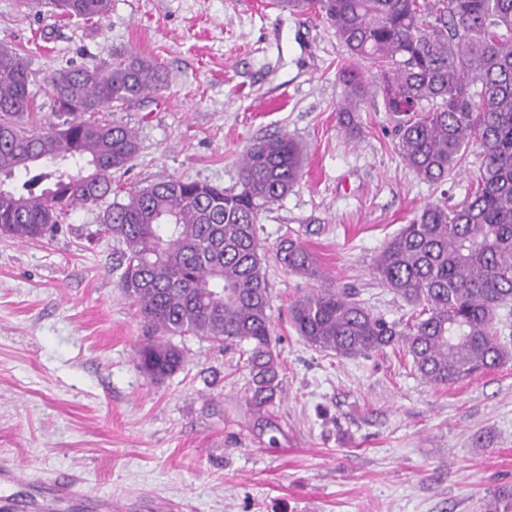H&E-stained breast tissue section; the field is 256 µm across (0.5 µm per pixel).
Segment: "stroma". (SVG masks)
I'll return each instance as SVG.
<instances>
[{
	"label": "stroma",
	"mask_w": 512,
	"mask_h": 512,
	"mask_svg": "<svg viewBox=\"0 0 512 512\" xmlns=\"http://www.w3.org/2000/svg\"><path fill=\"white\" fill-rule=\"evenodd\" d=\"M0 43L24 56L39 125L56 123L47 81L58 70L135 53L160 64L159 93L105 118L139 150L113 176L119 198L172 178L237 187L244 149L288 135L306 151L291 191L256 221L273 334L283 365L275 437L245 401V347L188 336L187 363L156 383L138 367L143 322L112 271L102 206L72 210L54 235L0 237V464L25 485L74 476L65 512H485L512 486V360L437 386L410 357L322 352L289 324L315 281L276 259L301 242L335 287L387 320L411 308L372 274L383 243L427 203H461L479 146L455 180L431 184L403 162L381 97L346 134L338 112L346 50L313 13L277 0H110L104 22L0 0Z\"/></svg>",
	"instance_id": "35a3bbf8"
}]
</instances>
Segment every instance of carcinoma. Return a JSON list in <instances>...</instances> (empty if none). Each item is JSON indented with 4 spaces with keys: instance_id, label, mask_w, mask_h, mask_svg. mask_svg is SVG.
Returning a JSON list of instances; mask_svg holds the SVG:
<instances>
[{
    "instance_id": "obj_1",
    "label": "carcinoma",
    "mask_w": 512,
    "mask_h": 512,
    "mask_svg": "<svg viewBox=\"0 0 512 512\" xmlns=\"http://www.w3.org/2000/svg\"><path fill=\"white\" fill-rule=\"evenodd\" d=\"M324 17L348 55L378 67L365 84L342 70L339 112L372 93L395 123L399 154L423 181L456 176L473 143L479 176L456 206L427 203L381 247L373 273L413 307L389 321L353 293L313 289L289 307L299 336L322 352L365 356L388 348L411 357L435 385H451L512 358L500 338V310L512 304V0H282ZM54 15L98 22L109 0H49ZM164 69L134 53L55 72L49 92L63 121L35 132L24 57L0 46V235L18 242L52 235L68 212L112 195V173L138 149L126 126L95 118L165 87ZM304 151L288 136L243 151L239 186L172 179L135 190L102 212L101 232L120 245L117 287L157 333L138 347L140 369L163 380L187 363L174 337L245 342L248 403L262 428L281 399L282 365L256 231L259 212L288 194ZM29 174L13 182L18 172ZM285 268L320 277L313 255L289 240ZM486 512H512V488Z\"/></svg>"
}]
</instances>
